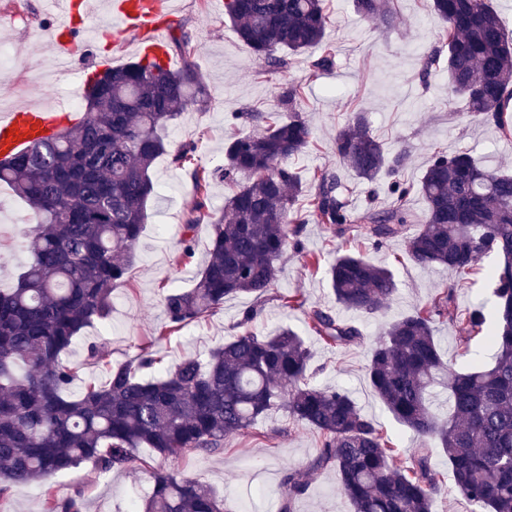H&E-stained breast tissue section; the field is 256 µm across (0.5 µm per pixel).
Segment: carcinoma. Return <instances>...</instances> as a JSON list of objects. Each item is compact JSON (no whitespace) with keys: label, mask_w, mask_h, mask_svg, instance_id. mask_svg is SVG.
<instances>
[{"label":"carcinoma","mask_w":512,"mask_h":512,"mask_svg":"<svg viewBox=\"0 0 512 512\" xmlns=\"http://www.w3.org/2000/svg\"><path fill=\"white\" fill-rule=\"evenodd\" d=\"M364 16L394 22L386 0H357ZM443 21L438 43L448 51V97L461 99L471 119L509 131L512 111V33L489 0H433ZM225 15L236 34L270 70L324 39L323 0H227ZM208 97L188 62L168 70L144 58L88 76L84 120L62 129L49 144L0 160L8 184L31 210L27 248L31 262L11 288L0 289V497L17 484L47 482L84 463L100 472L130 469L149 448L165 460L177 455L224 452V439L253 427L275 409L313 429L319 445L310 463L333 468L353 512H432L444 475L430 465L432 449L447 457L456 490L478 512H512V173L490 169L467 149L433 150L416 184L401 179L406 153L391 154L373 135L368 116L354 112L336 130V156L362 180L389 178L390 205L362 212L349 208L339 174L314 172L309 193L288 164L301 154L313 129L296 109L298 90L282 95L284 115L236 112L230 122L248 131L229 138L224 165L193 166L196 146L169 153L166 128ZM193 167L196 198L183 226L181 258L204 217L211 182L232 189L224 216L209 224V257L193 287L163 297L174 331L209 316L228 297H253L238 326L243 332L211 350L165 366L156 346L166 332L114 364L107 351L88 347L107 380L71 393L77 374L64 359L82 331L105 319L112 292L134 266L157 158ZM424 202L418 230L406 253L422 266L448 271L444 291L392 322L369 347L367 380L394 420L416 434L420 446L406 466L383 430L341 387H321L310 372L313 352L291 327L260 334L248 326L262 313L279 262L301 251L304 220L299 202L336 236H364L376 248L414 223L408 203ZM494 256L489 269L494 321L481 309L460 313L452 292L475 263ZM336 303L372 316L396 293L393 272L360 254L336 256L328 269ZM308 331L326 345L346 349L364 342L361 329L322 308L307 312ZM466 322L495 348L489 365L461 370L444 361L435 324ZM156 369L161 377L146 379ZM436 386L448 389V418L431 411ZM151 493L135 512H234L195 477L152 473ZM282 512L307 491L293 471L285 479ZM80 489L66 497L46 489L43 512H83Z\"/></svg>","instance_id":"cac0c4a2"}]
</instances>
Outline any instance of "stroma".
<instances>
[{
  "mask_svg": "<svg viewBox=\"0 0 512 512\" xmlns=\"http://www.w3.org/2000/svg\"><path fill=\"white\" fill-rule=\"evenodd\" d=\"M88 2L84 41L72 55L67 75L56 88L46 89L31 83L29 76L60 55L51 37L54 15L43 10L41 0H0V16L10 20L8 26L0 27V47L7 50L12 66L9 73H0V99L49 106L67 103L72 92H83L85 66L97 55H111L115 37L112 30L96 29L99 17L107 12V0ZM172 3L168 33L173 36L185 31L194 37L197 51L193 63L208 87L209 97L172 123L167 139L174 150L187 143L196 144L198 167L214 169L223 165L231 113L248 109L282 111L280 95L294 84L301 88L297 108L309 119L314 138L290 164L306 182L321 168L338 172L353 211H361L371 200L369 187L340 163L332 150L337 128L353 111L367 112L373 134L389 152L407 153L408 161L401 173L405 181L420 180L434 146L451 152L467 147L489 168L512 169V139H503L494 125L471 122L463 102L449 100L445 69L427 76L422 73V57L435 46L443 26L431 10V0H396L399 16L390 27L360 14L354 0H327L325 41L335 56V66L314 79L309 76L310 56L306 53L292 57L285 69L268 72L264 62L253 56L225 21L223 8L214 0ZM151 176L158 194L147 206L132 276L114 290L108 318L86 328L66 356L77 370L79 384H100L107 377L103 365L88 361L89 343L105 347L116 363L135 355L140 343L167 324L163 296L173 289L192 287L208 257L209 228L203 224L195 235L191 262H180V239L194 201L190 168L175 167L164 155L156 160ZM30 227L27 206L7 185H0V281H14L28 264ZM301 241L302 252L290 250L285 254L273 295L265 302L255 327L266 334L283 326L301 331L308 308L341 312L327 275L339 253L357 252L391 268L397 291L385 311L371 317L343 312L345 319L361 327L365 343L336 351L315 340L311 347L320 367L316 383L347 389L363 411L396 441V465H407L419 440L393 420L371 389L365 373L367 343L380 336L387 323L444 289L448 276L439 267H423L411 261L401 237L377 249L364 238L334 237L325 226L311 220L303 226ZM308 254L318 255V265H306L304 257ZM296 292L305 298V308L282 307L280 296ZM251 302L248 296L226 299L211 316L172 332L159 346L161 355L169 362L186 353L207 355L237 335L236 324ZM435 335L444 360L453 367L473 360L484 364L492 360L493 352L484 339L471 337L464 325L437 323ZM317 446L318 436L312 429L292 423L287 413L279 410L254 428L226 438L223 453L163 461L143 448L137 468L103 474L86 464L57 477L52 487L61 497L82 489L84 512H127L130 505L140 503L150 493V474L161 468L199 478L224 495L234 512H281L284 478L294 470L301 473L308 490L294 500L293 512H353L340 490L335 470H310Z\"/></svg>",
  "mask_w": 512,
  "mask_h": 512,
  "instance_id": "stroma-1",
  "label": "stroma"
}]
</instances>
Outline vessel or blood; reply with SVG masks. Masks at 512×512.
Returning <instances> with one entry per match:
<instances>
[{
  "mask_svg": "<svg viewBox=\"0 0 512 512\" xmlns=\"http://www.w3.org/2000/svg\"><path fill=\"white\" fill-rule=\"evenodd\" d=\"M49 2L62 7L54 32L62 52H69L74 44V19L81 4L79 0ZM110 12L118 35L136 37L138 53L164 55L162 31L169 16L167 0H110ZM81 119V113L62 104L51 108L16 105L10 111L0 113V159L28 150L35 143L51 141L61 128ZM15 131L20 134L16 140L11 137Z\"/></svg>",
  "mask_w": 512,
  "mask_h": 512,
  "instance_id": "vessel-or-blood-1",
  "label": "vessel or blood"
}]
</instances>
